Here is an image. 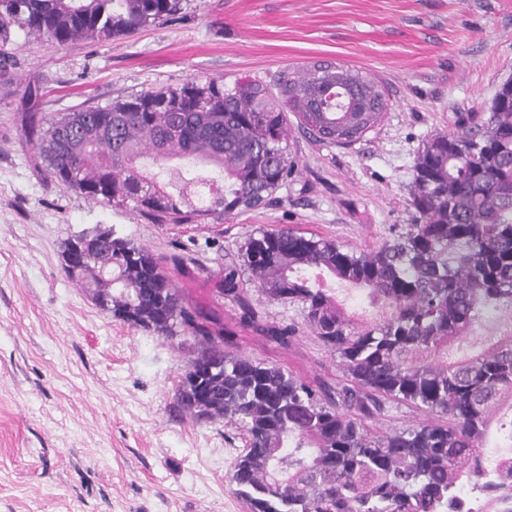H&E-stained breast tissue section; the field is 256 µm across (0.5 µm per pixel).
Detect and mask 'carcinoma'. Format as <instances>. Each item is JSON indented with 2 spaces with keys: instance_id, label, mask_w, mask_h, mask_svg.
I'll use <instances>...</instances> for the list:
<instances>
[{
  "instance_id": "1",
  "label": "carcinoma",
  "mask_w": 512,
  "mask_h": 512,
  "mask_svg": "<svg viewBox=\"0 0 512 512\" xmlns=\"http://www.w3.org/2000/svg\"><path fill=\"white\" fill-rule=\"evenodd\" d=\"M179 0H0V70L10 30L60 44L103 42L172 15ZM277 92L247 77L189 79L105 107L47 116L30 106L25 143L46 175L102 206L158 223L192 224L264 204L296 161L288 114L321 142L348 145L380 125L382 85L344 64L284 73ZM479 120L431 135L417 153L410 223L372 249L293 228H260L224 261L221 292L243 327L287 347L298 329L261 325L249 281L298 303L305 325L339 359L347 384L311 382L287 367L227 350L230 341L183 302L167 258L112 236L87 248L69 278L112 318L190 344L175 402L180 415L243 431L230 481L248 512H458L459 486L494 487L474 468L490 423L512 408V322L483 353L454 362L448 345L512 314V91ZM379 308L358 322L327 279ZM426 414L415 427L373 431L391 405Z\"/></svg>"
}]
</instances>
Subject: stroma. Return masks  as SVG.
<instances>
[{
    "instance_id": "35a3bbf8",
    "label": "stroma",
    "mask_w": 512,
    "mask_h": 512,
    "mask_svg": "<svg viewBox=\"0 0 512 512\" xmlns=\"http://www.w3.org/2000/svg\"><path fill=\"white\" fill-rule=\"evenodd\" d=\"M9 49L13 65L0 73V512H247L228 479L241 431L178 415L184 351L100 309L64 271L65 241L101 227L185 256L170 271L183 300L215 313L235 351L343 382L300 305L246 289L261 322L299 325L288 348L240 327L218 291L224 257L261 227L370 249L409 223L425 139L488 112L512 78V0H181L176 14L103 43L60 44L15 26ZM318 60L382 83L381 124L349 146L292 130L287 183L268 203L217 220L160 224L96 204L45 178L24 142L30 85L39 110L55 115L193 77L272 87Z\"/></svg>"
}]
</instances>
